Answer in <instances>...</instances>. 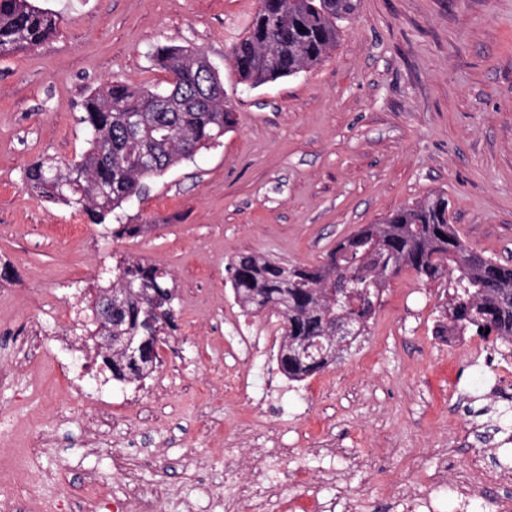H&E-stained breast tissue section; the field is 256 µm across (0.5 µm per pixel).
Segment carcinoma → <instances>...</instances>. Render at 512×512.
I'll use <instances>...</instances> for the list:
<instances>
[{
  "label": "carcinoma",
  "mask_w": 512,
  "mask_h": 512,
  "mask_svg": "<svg viewBox=\"0 0 512 512\" xmlns=\"http://www.w3.org/2000/svg\"><path fill=\"white\" fill-rule=\"evenodd\" d=\"M357 8L358 0H259L247 34L230 50L239 83L255 88L314 67L336 46L342 22ZM57 30L56 15L33 0H0V56L37 47ZM200 57L193 48L161 47L154 58L168 73L169 88L111 82L91 91L80 118L86 149L74 162L43 158L30 164L23 173L27 192L72 209L88 224L118 221L114 237L141 233L142 225L121 223L120 212L141 199L153 179L233 128V108L219 75L209 81L220 93L198 96L204 79ZM132 114L141 117L140 124H129ZM143 152L153 161L138 165ZM404 269L414 270L425 284L448 282L437 335L471 331L512 345V266L467 249L450 224L444 194L361 227L317 266L256 252L227 266L233 298L245 313L281 318L276 361L295 382L336 363L335 355L319 358L317 343H327L337 321H358L359 336L350 339L352 344L367 333L390 271ZM110 288L131 292L112 307L117 348L99 356L112 380L138 382L154 372L158 349L178 330L176 288L165 268L134 258L116 260L108 284L89 297Z\"/></svg>",
  "instance_id": "1"
}]
</instances>
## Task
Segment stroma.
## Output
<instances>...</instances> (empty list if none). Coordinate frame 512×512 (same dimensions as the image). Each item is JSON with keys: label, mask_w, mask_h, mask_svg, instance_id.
I'll list each match as a JSON object with an SVG mask.
<instances>
[{"label": "stroma", "mask_w": 512, "mask_h": 512, "mask_svg": "<svg viewBox=\"0 0 512 512\" xmlns=\"http://www.w3.org/2000/svg\"><path fill=\"white\" fill-rule=\"evenodd\" d=\"M59 21L32 50L0 56V371L26 384L0 414V493L38 479L40 512H114L126 477L162 488L161 512H223L226 449L248 473L257 448L288 451L271 512H302L336 469L346 512H400L393 485L448 453V479L471 463L504 472L512 493V441L496 429L512 406L506 386L481 372L512 371V347L468 335L451 352L435 334L440 284L412 270L392 278L366 336L309 378L308 397L281 391L264 412L253 400L284 377L246 358L240 341L278 346L280 322L235 303L225 266L262 252L315 266L359 227L444 193L450 222L473 251L512 265V0H359L319 64L257 88L240 84L231 46L258 0H38ZM161 45L202 51L217 68L235 120L219 144L153 180L122 221L152 232L113 237L108 225L28 195L24 169L42 157L69 161L85 147L81 104L118 80L165 84ZM82 224L81 234L61 233ZM166 268L177 286L180 329L130 401L67 392L49 350L23 367L13 337L45 329L43 312L84 307L80 289L116 258ZM78 408L81 419L61 422Z\"/></svg>", "instance_id": "35a3bbf8"}]
</instances>
